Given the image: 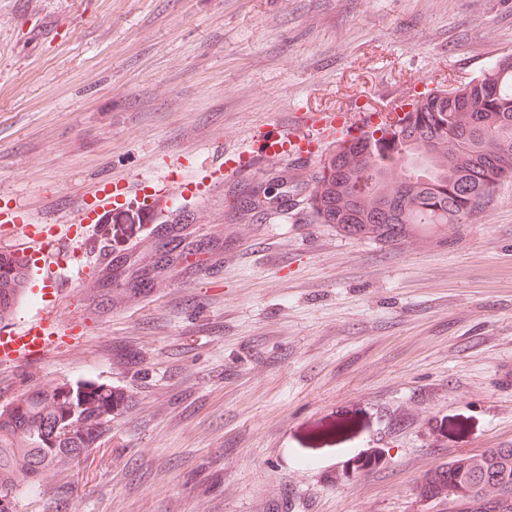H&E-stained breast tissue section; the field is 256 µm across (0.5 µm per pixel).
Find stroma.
Masks as SVG:
<instances>
[{"mask_svg": "<svg viewBox=\"0 0 512 512\" xmlns=\"http://www.w3.org/2000/svg\"><path fill=\"white\" fill-rule=\"evenodd\" d=\"M512 54V0H0V202L63 221L100 181L206 182L295 111L347 124ZM251 159L169 228L45 267L71 336L0 364V406L111 387L112 427L19 512H437L424 479L512 447V179L468 224L383 244L315 223L335 140ZM287 174V211H244ZM112 256L101 272L102 254Z\"/></svg>", "mask_w": 512, "mask_h": 512, "instance_id": "obj_1", "label": "stroma"}]
</instances>
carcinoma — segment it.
Listing matches in <instances>:
<instances>
[{
	"instance_id": "obj_1",
	"label": "carcinoma",
	"mask_w": 512,
	"mask_h": 512,
	"mask_svg": "<svg viewBox=\"0 0 512 512\" xmlns=\"http://www.w3.org/2000/svg\"><path fill=\"white\" fill-rule=\"evenodd\" d=\"M390 123L366 124L336 141L313 178L307 204L317 224L357 239L413 237L422 224H468L512 178V55L469 82L392 109ZM428 155V167L404 160ZM112 390L61 384L0 408V512H18L20 488L80 459L110 428ZM437 512H512V447L459 456L437 473Z\"/></svg>"
}]
</instances>
